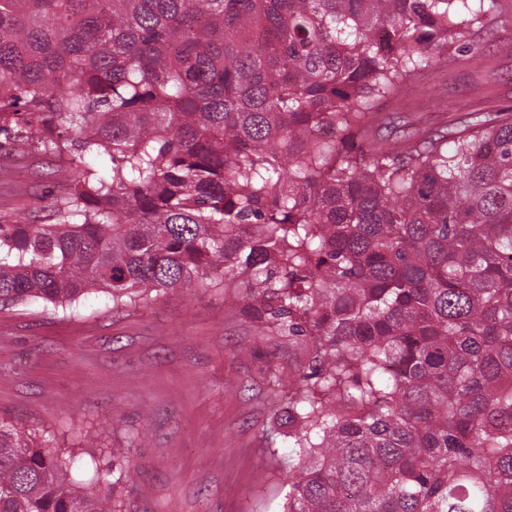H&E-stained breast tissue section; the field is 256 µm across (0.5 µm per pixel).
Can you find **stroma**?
<instances>
[{"instance_id":"1","label":"stroma","mask_w":512,"mask_h":512,"mask_svg":"<svg viewBox=\"0 0 512 512\" xmlns=\"http://www.w3.org/2000/svg\"><path fill=\"white\" fill-rule=\"evenodd\" d=\"M484 4L495 22L478 50L416 72L375 112L431 128L512 106V0ZM55 168L34 153L0 175V218L44 223ZM307 363L303 347L263 332L219 285L120 310L93 294L73 315L28 303L0 311V418L55 432L80 452L79 470L120 474L122 512H277L287 487L268 449L288 450L266 431L271 377Z\"/></svg>"}]
</instances>
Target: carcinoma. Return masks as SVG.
Masks as SVG:
<instances>
[{"label":"carcinoma","mask_w":512,"mask_h":512,"mask_svg":"<svg viewBox=\"0 0 512 512\" xmlns=\"http://www.w3.org/2000/svg\"><path fill=\"white\" fill-rule=\"evenodd\" d=\"M492 26L472 0H0V133L107 167L0 234V307L219 276L309 352L278 381V512H512V108L362 145ZM73 463L0 419V512H122Z\"/></svg>","instance_id":"obj_1"}]
</instances>
